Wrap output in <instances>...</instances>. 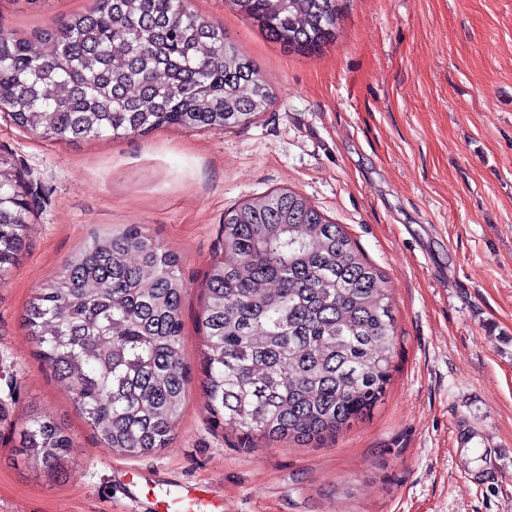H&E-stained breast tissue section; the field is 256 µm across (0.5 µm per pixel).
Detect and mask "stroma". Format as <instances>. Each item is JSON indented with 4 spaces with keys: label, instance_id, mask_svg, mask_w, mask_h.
<instances>
[{
    "label": "stroma",
    "instance_id": "1",
    "mask_svg": "<svg viewBox=\"0 0 512 512\" xmlns=\"http://www.w3.org/2000/svg\"><path fill=\"white\" fill-rule=\"evenodd\" d=\"M93 0H0L16 37ZM253 60L274 101L223 132L179 127L80 144L0 113V153L36 191L31 246L0 283V512H512V0H347L320 54L283 50L231 0H190ZM279 188L345 226L390 290V381L367 415L305 445L215 427L199 362L202 284L224 213ZM139 224L181 259L183 414L137 459L95 437L39 361L25 307L94 231ZM53 415L59 481L14 459L10 422Z\"/></svg>",
    "mask_w": 512,
    "mask_h": 512
}]
</instances>
